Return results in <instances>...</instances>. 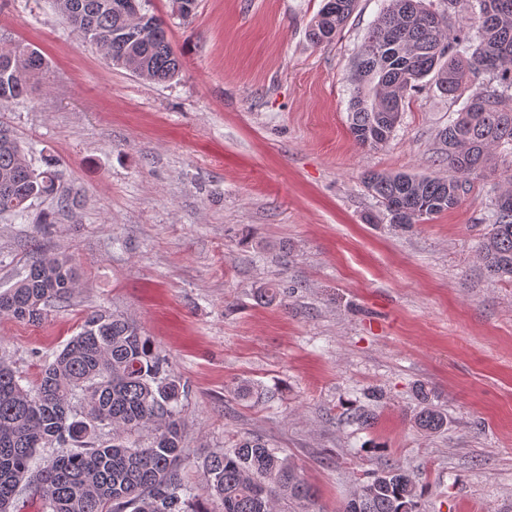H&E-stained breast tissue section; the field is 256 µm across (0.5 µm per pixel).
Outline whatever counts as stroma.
I'll list each match as a JSON object with an SVG mask.
<instances>
[{
  "mask_svg": "<svg viewBox=\"0 0 512 512\" xmlns=\"http://www.w3.org/2000/svg\"><path fill=\"white\" fill-rule=\"evenodd\" d=\"M321 6L197 0L186 21L150 0L181 62L158 84L109 66L53 0H0V43L48 61L0 124L72 190L68 207L37 202L46 232L0 215V290L36 250L79 272L42 321L0 315V359L31 389L91 312L136 321L188 387L185 475L204 512L221 508L202 497L205 458L245 436L285 450L314 512H339L389 462L418 472L421 512H512V282L478 255L501 182L389 223L364 174L447 175L437 133L460 105L428 86L386 147L357 144L351 67L384 0H358L316 46ZM428 404L441 431L415 424Z\"/></svg>",
  "mask_w": 512,
  "mask_h": 512,
  "instance_id": "1",
  "label": "stroma"
}]
</instances>
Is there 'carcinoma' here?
<instances>
[{
  "instance_id": "obj_1",
  "label": "carcinoma",
  "mask_w": 512,
  "mask_h": 512,
  "mask_svg": "<svg viewBox=\"0 0 512 512\" xmlns=\"http://www.w3.org/2000/svg\"><path fill=\"white\" fill-rule=\"evenodd\" d=\"M123 0H54L63 20L100 49L109 64L150 82L180 71L165 22L145 8L126 13ZM357 0H323L309 40L330 44ZM476 35L470 36V29ZM45 59L23 43L0 46V102L28 94ZM493 80L471 95L467 84ZM431 78L441 94L465 98L438 133L448 176L373 172L364 186L391 224H417L456 208L472 177L496 175L497 150L512 147V0H386L355 54L348 103L354 140L384 148L405 102ZM50 197L69 204L64 175L50 161L38 170L14 135L0 136V213L28 216ZM512 190L495 199L490 231L480 246L488 274L512 281ZM78 281L72 259L39 254L25 276L0 293V315L36 322L46 304L64 302ZM184 385L166 358L130 318L95 311L42 366L36 389L22 387L0 360V509L13 506L24 480L35 482L44 512H195L184 482L181 397ZM447 422L425 407L420 429ZM147 433V442L135 436ZM280 450L246 437L204 463L206 486L222 512H277L280 501H312L313 492ZM417 476L389 465L375 473L342 512H420Z\"/></svg>"
}]
</instances>
